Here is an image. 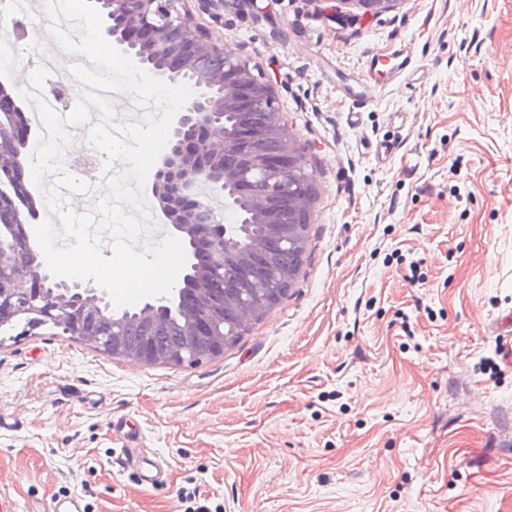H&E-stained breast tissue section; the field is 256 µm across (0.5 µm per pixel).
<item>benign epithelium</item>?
<instances>
[{"label": "benign epithelium", "mask_w": 512, "mask_h": 512, "mask_svg": "<svg viewBox=\"0 0 512 512\" xmlns=\"http://www.w3.org/2000/svg\"><path fill=\"white\" fill-rule=\"evenodd\" d=\"M189 0H93L111 24L105 29L112 43L160 78L187 82L195 94L176 114L166 152L148 187L158 201L165 223L176 232L188 251L204 240L207 262L190 264L183 275L186 290L161 297L138 309L135 318L155 323L167 307L179 305L182 345L173 351L158 350L149 339L131 346L124 339L130 313L114 312L101 288L82 287L53 276L39 258L18 263L16 236L24 238L32 251L27 224L35 210L23 211L10 199L18 223L11 228L9 247L0 246V326L23 319L47 324L79 339L91 348L144 365H197L224 352V318L231 316L241 328L278 304L274 290L256 291L269 277L262 256V236H252L243 248L229 247L228 226L217 220L211 206L201 199L206 184L224 194V207L248 206L254 223L299 244L297 224H283L280 212L290 207L313 211L315 196L293 188L296 174L306 167L305 152L298 146L277 102L273 85L252 61L213 38L196 20ZM402 0H336L335 18L350 22L377 17L396 8ZM358 9L349 12L348 8ZM235 114L239 122L224 129V114ZM21 114L0 113V154L13 155L11 164L0 163V171L11 176L20 164L22 146L15 138ZM278 136L279 149L266 154L260 145L269 135ZM233 156L236 164L225 166ZM238 270L248 297L227 299L215 295L211 280L224 274L228 264ZM99 321L112 324L102 335Z\"/></svg>", "instance_id": "obj_1"}]
</instances>
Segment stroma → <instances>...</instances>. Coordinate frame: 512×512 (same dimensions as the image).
<instances>
[{
    "instance_id": "1",
    "label": "stroma",
    "mask_w": 512,
    "mask_h": 512,
    "mask_svg": "<svg viewBox=\"0 0 512 512\" xmlns=\"http://www.w3.org/2000/svg\"><path fill=\"white\" fill-rule=\"evenodd\" d=\"M214 0L272 82L316 199L287 297L223 354L142 365L49 325L0 342V495L18 512H512V0ZM27 51L61 60L43 8ZM406 48L385 85L375 60ZM364 79L351 115L339 81ZM159 464L156 483L143 479ZM400 2L402 0H336L335 18L344 22L373 18L395 9ZM350 7L358 9L360 13L342 10Z\"/></svg>"
}]
</instances>
